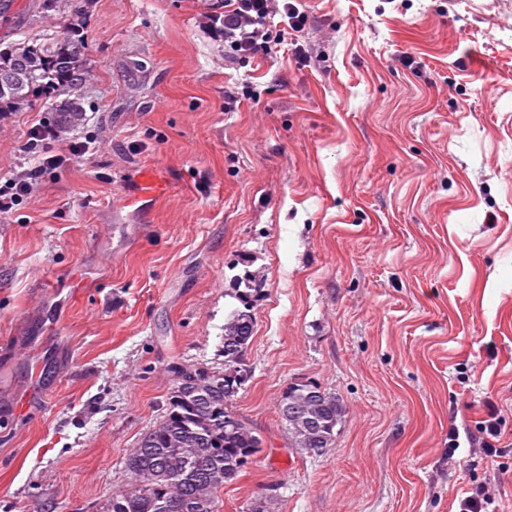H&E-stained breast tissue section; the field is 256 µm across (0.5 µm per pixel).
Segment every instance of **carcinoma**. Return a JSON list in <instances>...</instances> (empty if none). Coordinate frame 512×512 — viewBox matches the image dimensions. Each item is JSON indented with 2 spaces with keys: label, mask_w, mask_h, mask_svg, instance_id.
Returning <instances> with one entry per match:
<instances>
[{
  "label": "carcinoma",
  "mask_w": 512,
  "mask_h": 512,
  "mask_svg": "<svg viewBox=\"0 0 512 512\" xmlns=\"http://www.w3.org/2000/svg\"><path fill=\"white\" fill-rule=\"evenodd\" d=\"M13 0H0V113L31 108L40 94L54 97L50 112L62 132L84 124L83 88L93 79L83 39L76 34L80 7L72 0H37L34 11L51 15L69 5V19L58 34L41 41L16 39ZM235 310L224 327V370L197 369L199 386L180 381L168 398L160 423L145 432L126 459L130 481L112 493L102 512H219L218 492L237 477L262 447L261 439L232 409L247 382L244 353L252 338L255 279H236ZM314 382L293 383L278 411L294 447L321 456L335 443V428L345 412L330 392L318 395Z\"/></svg>",
  "instance_id": "cac0c4a2"
}]
</instances>
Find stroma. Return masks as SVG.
Masks as SVG:
<instances>
[{"instance_id": "obj_1", "label": "stroma", "mask_w": 512, "mask_h": 512, "mask_svg": "<svg viewBox=\"0 0 512 512\" xmlns=\"http://www.w3.org/2000/svg\"><path fill=\"white\" fill-rule=\"evenodd\" d=\"M210 2L82 4L69 137L94 147L0 217V512H101L172 366L223 370L248 272L233 409L263 447L220 512H453L476 482L512 512L476 429L494 402L512 444V0H304L296 45L247 64ZM49 117L0 130V179ZM147 166L168 194L139 196ZM298 381L345 406L319 457L278 414Z\"/></svg>"}]
</instances>
